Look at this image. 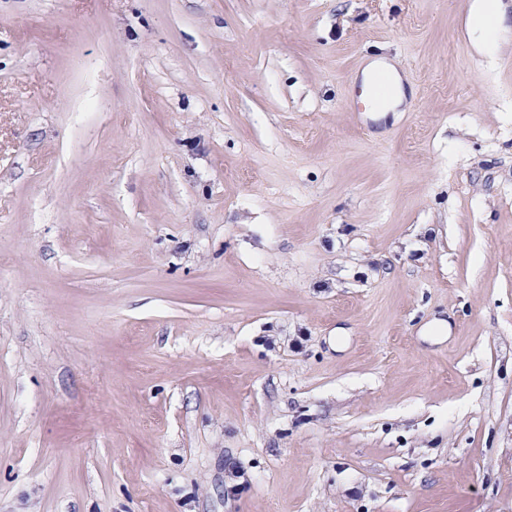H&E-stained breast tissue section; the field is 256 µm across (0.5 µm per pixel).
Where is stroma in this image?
I'll list each match as a JSON object with an SVG mask.
<instances>
[{"label":"stroma","instance_id":"obj_1","mask_svg":"<svg viewBox=\"0 0 512 512\" xmlns=\"http://www.w3.org/2000/svg\"><path fill=\"white\" fill-rule=\"evenodd\" d=\"M470 2L0 0V512H512ZM378 71H383L389 77L392 86V94L389 100L375 112H398V107L403 104L405 99L401 77L394 66L381 61H372L364 70V81L370 83L373 76Z\"/></svg>","mask_w":512,"mask_h":512}]
</instances>
